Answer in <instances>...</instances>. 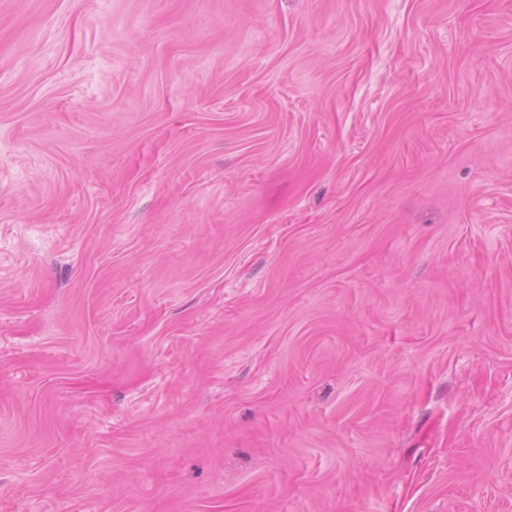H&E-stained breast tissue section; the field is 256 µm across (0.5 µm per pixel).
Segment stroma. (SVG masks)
<instances>
[{
	"label": "stroma",
	"mask_w": 512,
	"mask_h": 512,
	"mask_svg": "<svg viewBox=\"0 0 512 512\" xmlns=\"http://www.w3.org/2000/svg\"><path fill=\"white\" fill-rule=\"evenodd\" d=\"M0 512H512V0H0Z\"/></svg>",
	"instance_id": "stroma-1"
}]
</instances>
